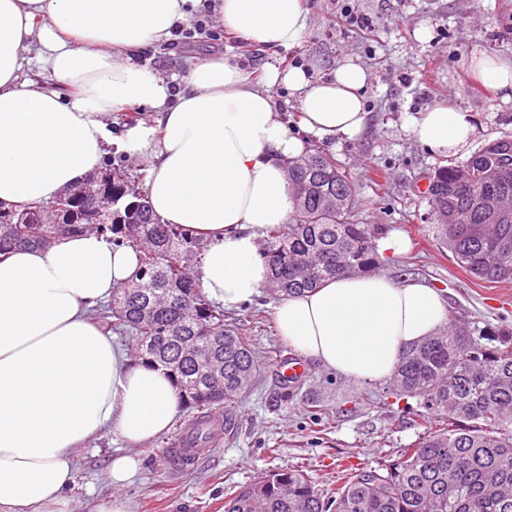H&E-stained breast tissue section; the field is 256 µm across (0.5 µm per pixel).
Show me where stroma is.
<instances>
[{
    "mask_svg": "<svg viewBox=\"0 0 512 512\" xmlns=\"http://www.w3.org/2000/svg\"><path fill=\"white\" fill-rule=\"evenodd\" d=\"M308 28L299 46L261 49L225 31L210 15L191 35L173 34L163 46L139 51L136 64L151 68L179 91L202 58L223 55L264 83L269 67L303 69L312 81L327 79L337 64L366 69L363 90L369 120L352 139L323 142L308 136L351 175L364 223L402 235L405 252L381 260L379 271L400 282H423L448 298L451 317L476 326L512 329V283H485L467 275L436 236L425 185L446 165L413 136L419 112L444 104L471 112L476 135L470 146L512 136V101L482 85L468 61L484 54L512 59V0H305ZM277 302L264 291L253 302L224 312L225 325L250 337L257 349L295 352L278 335L271 317ZM261 311L264 327L253 324ZM332 411L331 427L313 413ZM237 433L187 466L166 456L188 419L179 407L173 425L150 443L132 448L112 433L90 441L76 459L78 487L71 512H101L113 496L127 512H224L227 493L275 470L301 469L319 486L336 480V466L349 458L369 468L393 460L423 436L417 399L395 394L391 382L365 384L308 365L297 385L284 386L277 366L238 398ZM133 456L135 476L114 486L107 476L113 457Z\"/></svg>",
    "mask_w": 512,
    "mask_h": 512,
    "instance_id": "1",
    "label": "stroma"
}]
</instances>
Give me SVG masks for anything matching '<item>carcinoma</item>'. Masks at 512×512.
<instances>
[{"instance_id":"obj_1","label":"carcinoma","mask_w":512,"mask_h":512,"mask_svg":"<svg viewBox=\"0 0 512 512\" xmlns=\"http://www.w3.org/2000/svg\"><path fill=\"white\" fill-rule=\"evenodd\" d=\"M294 207L266 231L262 257L279 297L378 265L382 227L361 224L346 171L315 148L288 163ZM442 243L457 265L486 283L512 281V137L495 139L460 165L437 168L427 189ZM53 209L0 203V256L21 246L50 249L68 236L100 232L141 249L138 278L98 317L136 337V358L166 371L180 401L201 414L224 407V435L239 428L236 401L281 351H259L224 325L194 274L198 243L160 223L136 176L105 163L64 190ZM224 364V385L210 367ZM394 384L417 398L427 431L381 468L337 465V487L301 470L274 471L224 501V512H512V332L475 331L460 320L402 356Z\"/></svg>"}]
</instances>
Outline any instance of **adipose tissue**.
Returning <instances> with one entry per match:
<instances>
[{"label": "adipose tissue", "mask_w": 512, "mask_h": 512, "mask_svg": "<svg viewBox=\"0 0 512 512\" xmlns=\"http://www.w3.org/2000/svg\"><path fill=\"white\" fill-rule=\"evenodd\" d=\"M190 0H0V202H46L84 180L107 149L146 163L156 218L205 245L198 275L208 299L234 308L260 294L271 272L261 238L293 211L284 161L306 151V135L330 142L367 126L368 74L338 64L313 82L298 68H269L257 88L237 64L202 59L178 96L130 55L168 38ZM225 30L257 47L291 48L307 30L304 0H221ZM37 60L57 83L23 79ZM471 67L512 99V60L478 55ZM297 93L293 131L268 92ZM156 109L113 137L106 119ZM432 153H465L471 113L436 105L413 119ZM132 246L93 232L48 250L0 257V512H53L76 485L78 448L105 431L141 447L169 428L180 406L167 376L134 361L93 317L139 271ZM278 332L307 361L367 384L390 380L406 348L449 322L448 301L424 283L348 273L315 291L280 299Z\"/></svg>", "instance_id": "obj_1"}]
</instances>
